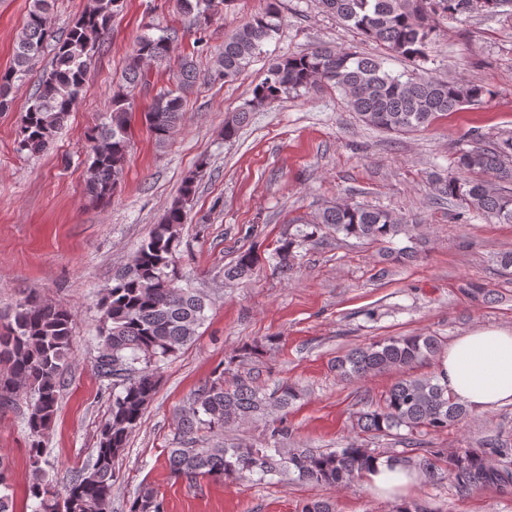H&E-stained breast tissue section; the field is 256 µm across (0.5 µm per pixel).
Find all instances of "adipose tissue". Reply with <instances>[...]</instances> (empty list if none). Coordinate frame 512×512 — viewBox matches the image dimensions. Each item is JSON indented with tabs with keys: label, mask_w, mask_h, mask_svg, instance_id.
Returning a JSON list of instances; mask_svg holds the SVG:
<instances>
[{
	"label": "adipose tissue",
	"mask_w": 512,
	"mask_h": 512,
	"mask_svg": "<svg viewBox=\"0 0 512 512\" xmlns=\"http://www.w3.org/2000/svg\"><path fill=\"white\" fill-rule=\"evenodd\" d=\"M440 367L449 394L470 408L512 404V328L478 327L456 338Z\"/></svg>",
	"instance_id": "obj_1"
}]
</instances>
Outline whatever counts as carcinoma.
<instances>
[{
  "label": "carcinoma",
  "mask_w": 512,
  "mask_h": 512,
  "mask_svg": "<svg viewBox=\"0 0 512 512\" xmlns=\"http://www.w3.org/2000/svg\"><path fill=\"white\" fill-rule=\"evenodd\" d=\"M279 0H267L265 10L224 39L218 59V74L232 80L239 76L263 45L278 34L282 17ZM182 12L192 17L196 30L211 24L219 7L230 8L234 0H178ZM323 9L386 50V56L426 62L437 17L464 19L476 11L512 18V0H319ZM51 0H31L18 38L13 65L0 73V112L9 110L14 84L40 60L48 41L56 40L50 68L43 71L20 130L18 149L43 152L62 128L81 96L87 66L104 43L103 36L123 0H90L65 37L58 38L48 25ZM179 42V31L162 28L142 35L128 55L123 83L112 95L107 122L88 134L93 143L87 169L86 190L91 201H109L119 183L128 152V122L136 89L150 86L149 69L170 64ZM385 56L318 46L311 51L283 57L272 63L265 78L252 91V98L224 123V139L236 137L240 125L252 112L263 110L288 97H298L319 84L345 93L351 109L367 125L394 133L429 126L439 116L457 112L492 94L483 84L463 79L444 80L422 74H392L384 68ZM176 85L159 90L145 113V121L158 144L175 134L183 100L194 85L195 61L178 58ZM472 148L450 161L452 172L434 179L437 200L453 199L458 217L495 218L512 224V131L496 140L471 132ZM203 170L189 174L180 196L153 225L136 250L128 268L101 300L98 325L99 351L96 367L112 385V405L102 424L94 460L75 471L65 493H60L46 475L44 437L57 413L64 384L72 335V311L36 296L19 301L8 313H0V409L22 399L27 404L30 434L27 464L30 480L27 498L33 512H111L112 487L117 480L116 461L137 429L158 383L160 364L191 343L206 318V295L175 285V253L180 227L196 193ZM313 231H308V228ZM327 229L346 237L370 242H390L400 234L413 239L416 224L381 208L331 203L310 221L295 229L272 256L274 268L283 275L294 269L296 250L314 242L315 231ZM255 258L246 251L224 267V282L233 284L253 272ZM439 350L437 337L398 336L350 350L336 359L338 376L346 381L365 379L396 367H413ZM298 399L297 389L281 383L272 391L250 377L232 384L217 378L201 385L192 406L180 413L178 441L168 449L167 464L176 479L192 482L199 477L221 479L226 474L245 478L279 474L302 482L348 489L356 478L370 471L378 459L372 448L350 441L334 451L287 448L288 430L274 427L272 446L255 448L243 442L217 440L224 429L240 426L288 409ZM468 415L467 406L448 395L441 374L407 376L386 391L382 404L357 416L360 432L373 437L392 436L405 429L413 435L423 430L440 432L457 425ZM401 466H416L435 478L447 472L462 490L491 487L512 489V446L497 436L487 438L483 448L429 450L414 460L396 457ZM0 512H14L10 469L0 455ZM129 512H164L163 500L144 489L130 504Z\"/></svg>",
  "instance_id": "obj_1"
}]
</instances>
